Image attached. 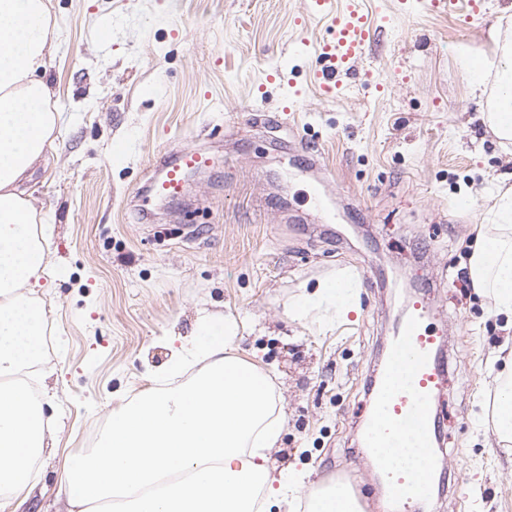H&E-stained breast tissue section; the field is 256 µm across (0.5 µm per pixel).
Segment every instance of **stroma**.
I'll return each mask as SVG.
<instances>
[{"mask_svg":"<svg viewBox=\"0 0 512 512\" xmlns=\"http://www.w3.org/2000/svg\"><path fill=\"white\" fill-rule=\"evenodd\" d=\"M48 2L60 41L46 78L63 122L27 188L52 272L31 294L53 336L34 375L51 436L28 491L0 512H67L59 485L78 449L156 386L207 313L230 320L235 355L270 378L284 416L270 468L303 475L300 500L340 480L380 512L359 437L412 282L447 336L436 450L448 466L422 512H512V454L478 421L512 325L456 278L484 222L479 191L512 177L456 47L484 60L504 0L475 16L368 0L369 51L334 93L310 78L327 30L306 0ZM276 68L284 85L266 82ZM260 115L278 119L277 136ZM176 146L216 164L189 181L186 204L139 223L136 190ZM314 183L325 223L307 200ZM345 270L362 280L353 310L298 313Z\"/></svg>","mask_w":512,"mask_h":512,"instance_id":"stroma-1","label":"stroma"}]
</instances>
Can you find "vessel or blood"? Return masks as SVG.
<instances>
[{
    "label": "vessel or blood",
    "instance_id": "obj_1",
    "mask_svg": "<svg viewBox=\"0 0 512 512\" xmlns=\"http://www.w3.org/2000/svg\"><path fill=\"white\" fill-rule=\"evenodd\" d=\"M311 15L329 20L331 36L316 53L313 77L321 84L337 82L363 59L372 41L373 24L364 0H309ZM214 157L184 146L158 153L151 178L138 210L142 223L152 218L155 201L184 198L189 173L210 169ZM428 309L420 302L406 310L386 349L385 361L372 386L373 413L362 431L361 444L388 488L382 512H418L433 493V473L442 465L435 445L440 438V414L434 404L445 380L443 355L446 338L427 323ZM413 439L423 457L424 473L394 472L383 451Z\"/></svg>",
    "mask_w": 512,
    "mask_h": 512
}]
</instances>
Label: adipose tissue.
I'll return each mask as SVG.
<instances>
[{
  "instance_id": "ef3b65f1",
  "label": "adipose tissue",
  "mask_w": 512,
  "mask_h": 512,
  "mask_svg": "<svg viewBox=\"0 0 512 512\" xmlns=\"http://www.w3.org/2000/svg\"><path fill=\"white\" fill-rule=\"evenodd\" d=\"M58 36L45 0H0V494L20 496L45 447L46 420L13 377L40 356L43 313L18 288L38 286L48 264L35 238L37 212L26 183L62 120L50 109L45 80ZM490 51L494 78L458 55L469 72L472 97L487 98L485 119L496 137L512 139V2L501 10ZM471 254L473 285L496 313L512 317V184L488 194ZM223 317L206 316L192 349L176 352L165 373L178 375L189 357L207 359L190 382L154 388L114 411L101 439L73 463L61 484L71 512H98L114 497L124 512H254L259 492L294 497L303 477L269 468L283 418L273 405L266 374L232 355ZM180 475H173L171 463ZM308 512H361L340 481L316 488Z\"/></svg>"
}]
</instances>
